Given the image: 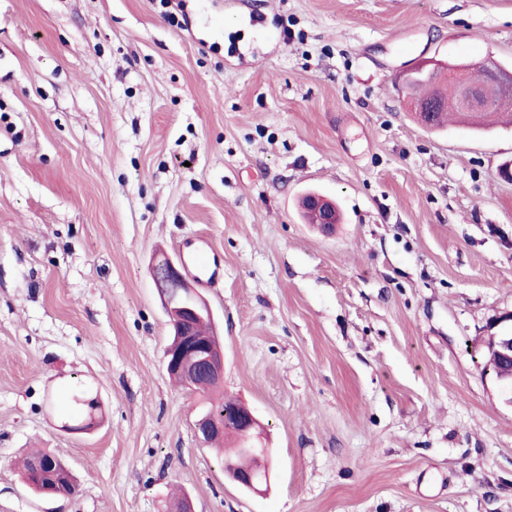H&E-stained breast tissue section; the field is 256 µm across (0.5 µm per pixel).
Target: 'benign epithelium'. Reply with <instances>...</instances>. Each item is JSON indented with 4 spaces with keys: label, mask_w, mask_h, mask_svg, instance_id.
I'll return each instance as SVG.
<instances>
[{
    "label": "benign epithelium",
    "mask_w": 512,
    "mask_h": 512,
    "mask_svg": "<svg viewBox=\"0 0 512 512\" xmlns=\"http://www.w3.org/2000/svg\"><path fill=\"white\" fill-rule=\"evenodd\" d=\"M485 85L477 88L467 80L463 62L422 63L399 76L403 84L417 75L433 81V98L415 102L418 112H485L501 107L512 108V70L498 64L485 67ZM310 206L316 223L330 227L336 223V207L320 196L312 197ZM151 275L168 317L170 340L164 349L163 360L169 374L193 386L200 378L208 379L213 387L224 385V351L212 338L196 335L195 322L210 314L206 303L196 295L179 265L165 256L153 260ZM494 363L487 372L494 375L502 389L512 384V331L503 330L492 338ZM256 418L249 409L240 412L229 422L199 424L195 428L198 440L206 445L221 441L230 430L240 439L248 438ZM224 470L237 473L236 482L257 492L269 480V469L258 476L252 472L238 473L232 460L224 461Z\"/></svg>",
    "instance_id": "benign-epithelium-1"
}]
</instances>
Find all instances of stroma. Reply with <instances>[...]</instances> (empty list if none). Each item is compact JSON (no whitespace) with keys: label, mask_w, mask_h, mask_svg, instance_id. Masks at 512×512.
I'll list each match as a JSON object with an SVG mask.
<instances>
[{"label":"stroma","mask_w":512,"mask_h":512,"mask_svg":"<svg viewBox=\"0 0 512 512\" xmlns=\"http://www.w3.org/2000/svg\"><path fill=\"white\" fill-rule=\"evenodd\" d=\"M512 64V0H0V512H512V125L417 122L425 58ZM333 199L325 235L298 198ZM203 239L258 495L201 446L149 263ZM83 387L97 426L54 405ZM77 491L21 481L31 449ZM507 321L511 322L510 332L504 329L499 336H493L491 350L494 363L485 372H491L503 390L508 389L512 383V315L502 320Z\"/></svg>","instance_id":"obj_1"}]
</instances>
